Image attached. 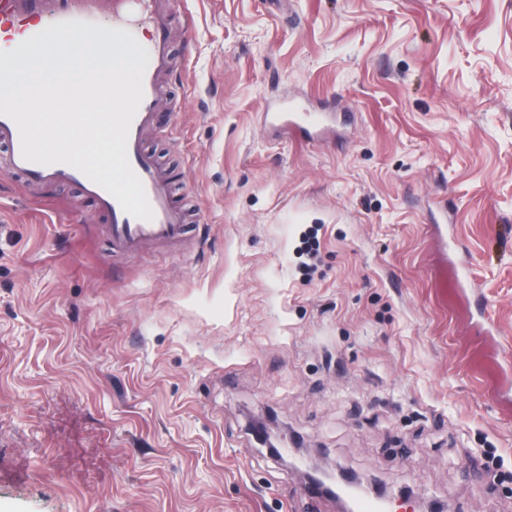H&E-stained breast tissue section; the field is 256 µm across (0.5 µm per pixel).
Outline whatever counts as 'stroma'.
<instances>
[{"instance_id": "obj_1", "label": "stroma", "mask_w": 512, "mask_h": 512, "mask_svg": "<svg viewBox=\"0 0 512 512\" xmlns=\"http://www.w3.org/2000/svg\"><path fill=\"white\" fill-rule=\"evenodd\" d=\"M145 147L191 215L113 252L0 171V512H332L258 440L512 512V0H171ZM349 115L323 141L283 100ZM266 119L271 123L287 127L290 130L298 129L311 134H323L328 127L326 114L323 112H298L291 105L282 107L277 112H266Z\"/></svg>"}]
</instances>
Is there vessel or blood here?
<instances>
[{"label":"vessel or blood","mask_w":512,"mask_h":512,"mask_svg":"<svg viewBox=\"0 0 512 512\" xmlns=\"http://www.w3.org/2000/svg\"><path fill=\"white\" fill-rule=\"evenodd\" d=\"M103 14L110 17L113 28L134 34L143 27L149 33L145 45L149 64L143 76V99L130 126L127 155L144 186L153 219L145 221L128 214L109 192L69 165H42L24 159L19 130L13 120L3 115H0V147L6 150L8 172L22 177L28 186L77 185L109 217L113 248L130 255L148 244L179 240L186 222L184 211L171 199L168 174L143 148L145 131L159 120L166 98L164 79L172 69L170 20L163 0H0V26L21 24L27 38L58 22L94 24ZM266 118L277 126L317 135L328 127L325 113L301 112L291 106L267 113Z\"/></svg>","instance_id":"vessel-or-blood-1"}]
</instances>
